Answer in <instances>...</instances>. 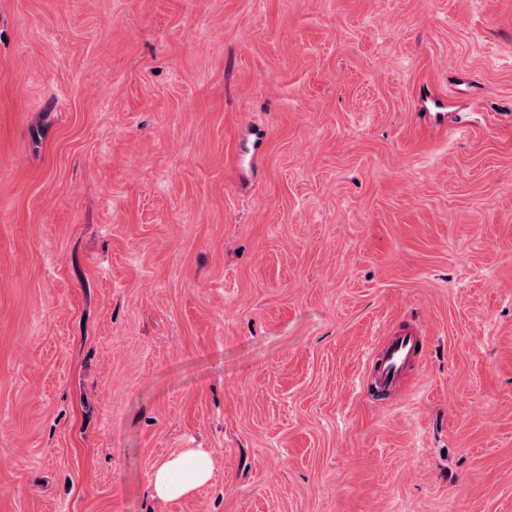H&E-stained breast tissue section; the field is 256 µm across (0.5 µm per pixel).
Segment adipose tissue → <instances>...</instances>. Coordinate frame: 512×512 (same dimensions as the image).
<instances>
[{"mask_svg": "<svg viewBox=\"0 0 512 512\" xmlns=\"http://www.w3.org/2000/svg\"><path fill=\"white\" fill-rule=\"evenodd\" d=\"M214 464L208 452L187 448L156 461L149 473V489L154 498L174 502L191 497L210 484Z\"/></svg>", "mask_w": 512, "mask_h": 512, "instance_id": "ef3b65f1", "label": "adipose tissue"}]
</instances>
